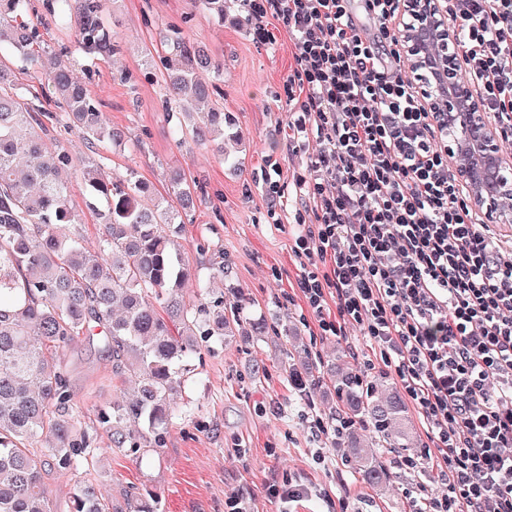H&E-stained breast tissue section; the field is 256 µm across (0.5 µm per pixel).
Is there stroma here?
<instances>
[{"instance_id":"35a3bbf8","label":"stroma","mask_w":512,"mask_h":512,"mask_svg":"<svg viewBox=\"0 0 512 512\" xmlns=\"http://www.w3.org/2000/svg\"><path fill=\"white\" fill-rule=\"evenodd\" d=\"M30 4L29 18L38 23L44 43L72 48L76 76L102 101L106 122L122 134L121 143L96 146L110 172L135 169L161 193L170 171L180 168L198 185L199 198L181 236L190 271L186 300L194 301L198 281L205 280L223 296L225 307L246 302L250 317L239 336L198 363L189 415L174 420L159 456L139 464L103 455L105 492L153 486L161 494L159 512H226L224 496L231 492L248 512H410L413 499L438 490L435 472L422 460L426 436L414 409L406 411L410 446L399 454L420 464L393 467L391 486L381 496L354 479L341 447L309 430L313 417L336 414L342 406L334 378L321 379L307 400L288 383L298 361L296 345H305L314 363L338 358L353 372L369 352L358 329L339 340L304 324L300 266L290 251L295 228L270 223L269 213L279 203L265 192L264 167L276 162L285 184L305 172L309 155L307 147L288 144L283 91L292 62L288 39L254 44L240 0H225L220 20L197 0H114L107 25L121 51L94 62L75 51L71 32L42 21V0ZM173 27L224 66L223 76L204 75L219 88L214 103L235 119L224 132L223 153L173 137L179 115L162 107L163 37ZM147 52L153 56L149 66L143 63ZM229 156L238 158V166L226 164ZM218 266L224 277H214ZM289 327L299 342L286 339ZM68 358L73 402L88 423L97 406L112 398V369L86 347ZM275 483L300 484L305 493L285 506L270 494Z\"/></svg>"}]
</instances>
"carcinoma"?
Returning <instances> with one entry per match:
<instances>
[{
    "label": "carcinoma",
    "mask_w": 512,
    "mask_h": 512,
    "mask_svg": "<svg viewBox=\"0 0 512 512\" xmlns=\"http://www.w3.org/2000/svg\"><path fill=\"white\" fill-rule=\"evenodd\" d=\"M110 2L46 0L45 7L75 30L85 57L107 59L118 50L104 23ZM28 12V0H0V54L41 66L45 83L34 97L57 111L24 103L11 69L0 64V512H51L45 476L52 472L78 476L70 512H158L152 487H126L117 498L97 490L99 437L137 462L160 452L169 425L184 414L176 398L193 359L204 347L223 346L246 307L227 315L224 301L204 286L195 302L183 299L188 273L179 239L197 186L181 170L171 171L166 194L157 195L132 169L112 176L102 156L44 149L42 134L51 128L76 127L91 146L116 144L121 135L74 77L68 50L49 52ZM164 40V108H178L184 121L175 134L201 144L224 138L226 113L200 111L216 90L200 72L219 75L221 65L177 29ZM79 164L86 207L101 218L94 251L71 231L82 223L68 180ZM78 345L97 349L119 382L91 425L76 417L64 359ZM336 390L340 414L355 423L369 419L377 435L374 448L354 442L349 463L382 489L390 473L379 449L409 447L404 407L383 382L352 372L338 377Z\"/></svg>",
    "instance_id": "1"
}]
</instances>
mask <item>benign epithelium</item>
Masks as SVG:
<instances>
[{
    "label": "benign epithelium",
    "mask_w": 512,
    "mask_h": 512,
    "mask_svg": "<svg viewBox=\"0 0 512 512\" xmlns=\"http://www.w3.org/2000/svg\"><path fill=\"white\" fill-rule=\"evenodd\" d=\"M401 53L426 108L439 112L448 156L470 203L487 224H511L502 203L512 198V161L502 151L479 91L462 79L453 25L440 0H404Z\"/></svg>",
    "instance_id": "1"
}]
</instances>
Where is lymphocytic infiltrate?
I'll return each mask as SVG.
<instances>
[{"mask_svg":"<svg viewBox=\"0 0 512 512\" xmlns=\"http://www.w3.org/2000/svg\"><path fill=\"white\" fill-rule=\"evenodd\" d=\"M294 46L291 251L324 336L358 327L423 420L445 493L413 512H512V262L477 223L399 49L400 0H243ZM483 106L512 139V0H447Z\"/></svg>","mask_w":512,"mask_h":512,"instance_id":"f902f5d3","label":"lymphocytic infiltrate"}]
</instances>
